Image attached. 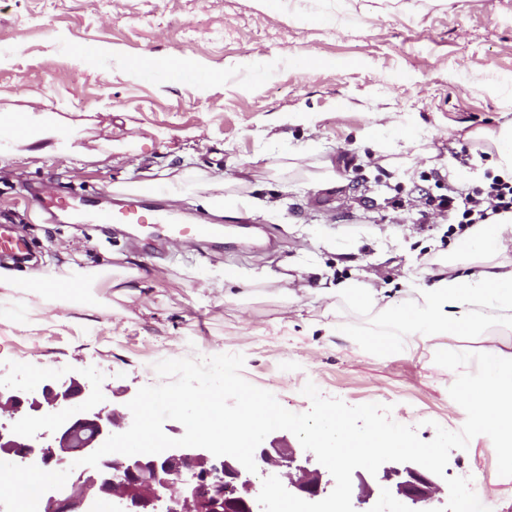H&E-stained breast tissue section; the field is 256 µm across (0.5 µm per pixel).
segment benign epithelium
I'll return each instance as SVG.
<instances>
[{
    "label": "benign epithelium",
    "instance_id": "1",
    "mask_svg": "<svg viewBox=\"0 0 512 512\" xmlns=\"http://www.w3.org/2000/svg\"><path fill=\"white\" fill-rule=\"evenodd\" d=\"M84 387L70 376L39 386L0 387V414H21L25 428L0 424V461L69 471L65 485L44 493L55 512H258L253 473L230 456L203 448L175 447L160 454H107L98 466L72 464L96 451L125 426L126 415L84 398ZM53 419V443L41 442L34 428ZM254 459L265 475L287 476V490L309 502L326 498L330 481L310 468L309 451L278 439L260 446ZM357 502L368 512H425L435 507L439 487L430 471L412 462H386L372 479L355 472Z\"/></svg>",
    "mask_w": 512,
    "mask_h": 512
}]
</instances>
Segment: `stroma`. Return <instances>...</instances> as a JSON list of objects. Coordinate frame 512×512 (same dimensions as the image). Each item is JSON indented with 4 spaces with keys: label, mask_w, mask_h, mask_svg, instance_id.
Masks as SVG:
<instances>
[{
    "label": "stroma",
    "mask_w": 512,
    "mask_h": 512,
    "mask_svg": "<svg viewBox=\"0 0 512 512\" xmlns=\"http://www.w3.org/2000/svg\"><path fill=\"white\" fill-rule=\"evenodd\" d=\"M75 44L88 45L84 59ZM150 55L155 66L135 70ZM33 96L77 152H16L0 167V224L34 255L14 272L76 252L90 267L124 257L142 276L69 311L0 301V383L30 382L35 362L123 412L160 360L240 354L243 377L291 412L310 409L311 382L351 406H391L425 441L461 429L456 372L391 319L336 297L301 298L283 316L261 273L313 289L369 273L393 307L432 283L449 224L431 201L483 186L490 134L512 122V0H275L268 11L253 0H0V109L24 111ZM380 109L394 127L377 129ZM242 158L253 161L244 176ZM327 159L334 175L315 185ZM186 170L223 178L253 206L200 243L173 241L164 224L83 216V202L116 205L114 184ZM230 272L248 297L225 300ZM386 335L391 348L367 343ZM447 474L512 512V477L488 436L452 450Z\"/></svg>",
    "instance_id": "stroma-1"
}]
</instances>
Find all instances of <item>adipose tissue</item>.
Segmentation results:
<instances>
[{"instance_id": "obj_1", "label": "adipose tissue", "mask_w": 512, "mask_h": 512, "mask_svg": "<svg viewBox=\"0 0 512 512\" xmlns=\"http://www.w3.org/2000/svg\"><path fill=\"white\" fill-rule=\"evenodd\" d=\"M4 127L12 132L16 147L39 144L47 154L67 150L54 120L36 107L25 112L0 110V128ZM511 247L512 214H499L493 223L466 229L440 263L433 286L416 292L405 307H390L382 289L368 282L344 284L337 293L350 304L391 317L403 334L417 337L423 343L448 336H475L488 320H512V263L499 259ZM468 261L483 267L476 280H467L458 272ZM139 275L137 268L126 264L88 268L71 259L24 278L1 269L0 289L45 297L53 307L67 310L78 302L91 303L88 290L97 284H116ZM480 360L479 377L465 388L473 425L503 444L512 445V353L489 338L480 348Z\"/></svg>"}]
</instances>
